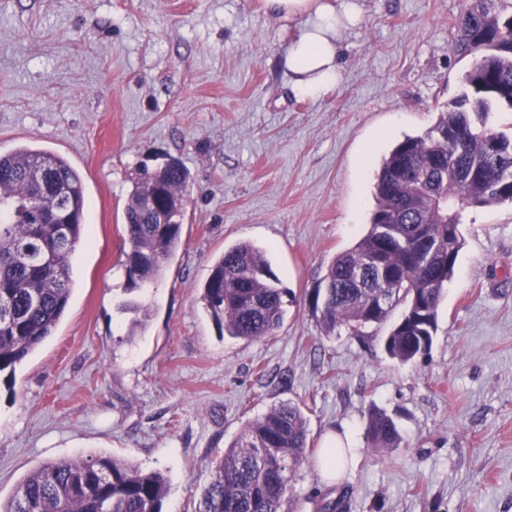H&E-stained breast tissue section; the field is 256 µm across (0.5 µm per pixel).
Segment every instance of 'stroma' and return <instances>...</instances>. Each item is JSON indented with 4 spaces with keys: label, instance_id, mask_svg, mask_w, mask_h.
<instances>
[{
    "label": "stroma",
    "instance_id": "stroma-1",
    "mask_svg": "<svg viewBox=\"0 0 512 512\" xmlns=\"http://www.w3.org/2000/svg\"><path fill=\"white\" fill-rule=\"evenodd\" d=\"M337 83L292 90L299 22L260 0H0V153H59L87 202L73 289L53 331L0 379V502L49 460L105 455L168 478L163 512H196L247 423L300 405L311 448L351 436L326 481L309 458L287 512L350 488L347 512H512V203L473 209L429 353L401 364L389 324L320 327L309 297L370 227L374 176L465 89L474 57L451 49L464 0H330ZM189 172L182 241L162 274L128 291L124 210L141 167ZM262 248L288 293L275 337L228 336L202 285L232 245ZM149 310L131 331L121 305ZM400 448H367L371 407ZM344 437L339 433L330 434L327 436L323 448H331L332 453L329 456L327 463L323 464L322 470L326 476L336 478L345 469L349 459L354 456L353 448L349 446ZM338 449V454H334V449Z\"/></svg>",
    "mask_w": 512,
    "mask_h": 512
}]
</instances>
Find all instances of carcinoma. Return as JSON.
I'll return each mask as SVG.
<instances>
[{
    "instance_id": "carcinoma-1",
    "label": "carcinoma",
    "mask_w": 512,
    "mask_h": 512,
    "mask_svg": "<svg viewBox=\"0 0 512 512\" xmlns=\"http://www.w3.org/2000/svg\"><path fill=\"white\" fill-rule=\"evenodd\" d=\"M459 56L477 57L467 90L439 112L422 135L407 136L382 159L374 182L368 233L336 257L317 295L319 325L359 336L403 312L384 339L393 359L426 354L437 310L462 247L459 225L472 208L512 202V135L490 115L512 111V0H470L452 38ZM499 145L490 160V140ZM188 174L179 163L139 170L125 209L129 290L156 279L181 242ZM168 201L169 223H154L141 201L153 184ZM85 191L61 155L27 144L0 154V373L15 368L52 334L72 291L71 257L83 235ZM279 279L264 252L232 246L214 262L203 300L228 335L276 336L284 315ZM301 407H271L214 462L199 512H284L292 482L308 458ZM369 447L393 450L402 435L385 411L372 408ZM168 492L159 471L108 456L43 463L0 512H162Z\"/></svg>"
}]
</instances>
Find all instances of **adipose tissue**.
Masks as SVG:
<instances>
[{
    "label": "adipose tissue",
    "mask_w": 512,
    "mask_h": 512,
    "mask_svg": "<svg viewBox=\"0 0 512 512\" xmlns=\"http://www.w3.org/2000/svg\"><path fill=\"white\" fill-rule=\"evenodd\" d=\"M262 8L269 17L297 20L304 26L288 49L295 92L312 97L335 83L339 74L338 33L344 20L329 0H262Z\"/></svg>",
    "instance_id": "adipose-tissue-1"
}]
</instances>
